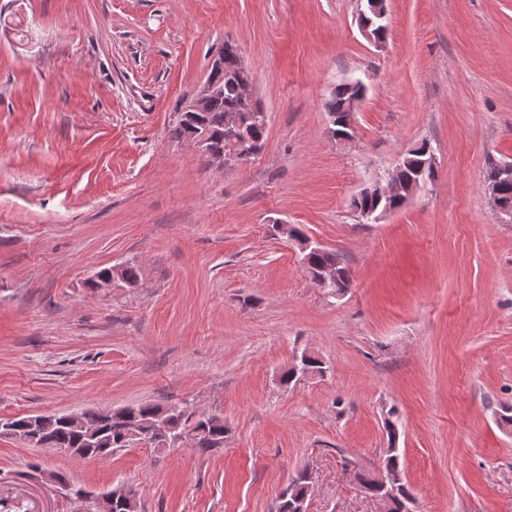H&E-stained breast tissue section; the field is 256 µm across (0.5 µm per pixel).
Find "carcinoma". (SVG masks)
I'll return each instance as SVG.
<instances>
[{
  "label": "carcinoma",
  "instance_id": "cac0c4a2",
  "mask_svg": "<svg viewBox=\"0 0 512 512\" xmlns=\"http://www.w3.org/2000/svg\"><path fill=\"white\" fill-rule=\"evenodd\" d=\"M209 75L217 76L224 81V95L211 101L201 120L197 121L189 117V113L181 112L180 118L173 128V135L177 139L187 140L199 125H204L211 135L210 146L213 152L219 155L233 149V145L224 140V118L233 110L237 103V87L253 79L252 71L241 69L238 66L235 48L231 45L224 46V67ZM364 91L362 84L341 83L336 85L330 98L325 102V111L340 120L351 118V101L359 93ZM421 159L420 152H410L401 160L399 167L392 170L401 182L409 184L413 179L434 181L436 174L426 172L418 174V164ZM499 165L491 164L486 171L485 183L499 188L502 205L512 211V183L502 184L498 178ZM353 210L366 211L368 209L380 210L385 203L378 201L375 194L364 193L354 197L351 201ZM308 275L316 274L326 265L336 266L339 278L328 288V293L333 296L344 295L351 286V278L348 269L342 265L338 255L325 248L310 250L307 252ZM310 367L319 373L326 372L324 363L314 358H300L297 365L290 367L282 375V381L286 384L300 379L305 368ZM159 413L165 414L170 426V432L175 435L186 433L191 436L194 447L201 452H207L219 447L224 442L227 426L224 419L217 415L197 417L194 412L184 404H173L166 407L153 403H142L136 406H128L112 410V421H107L105 411L93 410L80 413L82 426L77 428L62 422L57 415L49 416L45 434L43 435V447L56 451L71 449L80 453L83 458L104 460L109 458L108 451H117L131 446L132 440L125 438L127 423L131 420L140 424L147 445L152 448L161 447L162 440L155 437L153 420ZM397 410L392 407L387 412L384 421V429L388 438V448L384 461L387 466L395 469H403L399 448L396 442L399 439V429L396 424ZM303 473H298L288 488L280 495L277 512H290L297 501L304 496Z\"/></svg>",
  "mask_w": 512,
  "mask_h": 512
}]
</instances>
